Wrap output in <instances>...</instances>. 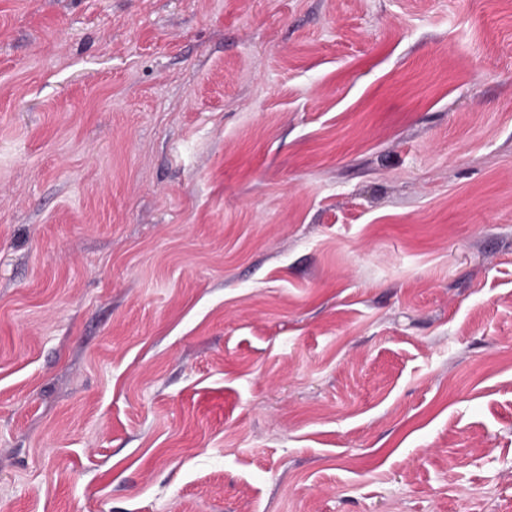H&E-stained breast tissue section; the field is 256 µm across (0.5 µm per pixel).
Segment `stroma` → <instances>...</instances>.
Instances as JSON below:
<instances>
[{"label":"stroma","instance_id":"stroma-1","mask_svg":"<svg viewBox=\"0 0 512 512\" xmlns=\"http://www.w3.org/2000/svg\"><path fill=\"white\" fill-rule=\"evenodd\" d=\"M0 512H512V0H0Z\"/></svg>","mask_w":512,"mask_h":512}]
</instances>
